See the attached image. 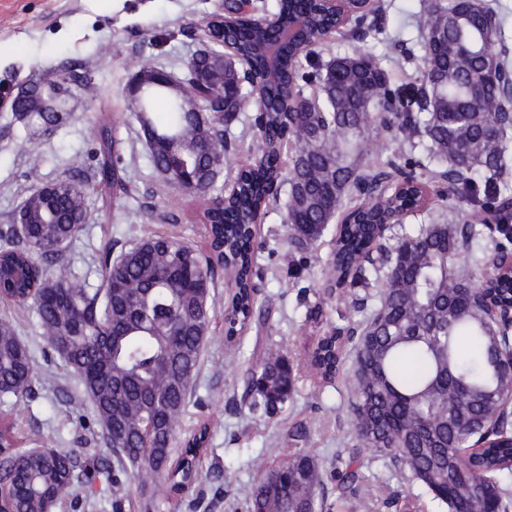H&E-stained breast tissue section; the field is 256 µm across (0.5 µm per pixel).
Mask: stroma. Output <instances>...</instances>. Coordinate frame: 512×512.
Masks as SVG:
<instances>
[{"mask_svg":"<svg viewBox=\"0 0 512 512\" xmlns=\"http://www.w3.org/2000/svg\"><path fill=\"white\" fill-rule=\"evenodd\" d=\"M430 0H381L378 25L383 33L368 45L392 82L415 80L422 53L421 38L409 14ZM224 0H0V233L13 231L14 216L26 198L31 170L42 182L69 176L75 157L94 167L95 136L104 125H118L122 138V174L127 192L115 193L110 204L88 195L90 219L67 247L62 266L88 269L95 249L129 248L149 229L174 234L189 244H205L199 222L200 200L164 187L153 169L143 132L127 105V88L137 61L182 76L187 61L206 46L204 28L210 15L223 11ZM69 72L91 80L95 93L73 85L61 118L52 130L37 131L16 119L17 95L31 81ZM38 135L41 147L30 156L22 146ZM284 211L269 207L257 237L263 271L260 299L270 313L268 328L252 326L227 349L224 333L226 284L212 293V338L203 347L191 398L179 421L183 440L201 427L209 429L208 450L200 477L178 498L156 502L154 512H245L246 499L265 468L303 450L330 465L352 441L348 376L352 355H345L333 382H318L307 354L319 338L346 321L360 318L350 300L323 297V266L331 245L300 258L290 255L283 229ZM318 311L311 319L310 311ZM0 314L14 323L30 350L36 378L32 392L12 416L25 439L51 442L77 457L78 480L60 512H140V482L123 476L118 488L104 481L112 471V450L105 445L91 404L73 413L69 401L81 397L77 379L40 335L30 306L4 305ZM281 346L296 370L295 387L283 412L267 418L243 401L244 382L225 370L228 354L248 364L270 346ZM307 436L293 437L297 424ZM378 488L376 497L344 502L338 512H443L418 485L375 465L365 472ZM397 506H388L391 495Z\"/></svg>","mask_w":512,"mask_h":512,"instance_id":"stroma-1","label":"stroma"}]
</instances>
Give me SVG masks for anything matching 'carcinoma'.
<instances>
[{
  "label": "carcinoma",
  "instance_id": "obj_1",
  "mask_svg": "<svg viewBox=\"0 0 512 512\" xmlns=\"http://www.w3.org/2000/svg\"><path fill=\"white\" fill-rule=\"evenodd\" d=\"M283 24L299 18L308 37L331 24L313 4L299 16L295 0H275ZM425 53L418 83L394 87L356 36L351 53L332 67L303 72L304 51L288 47L275 66L258 49L269 37L255 23L239 34L237 50L253 61L243 91L234 76L214 65L219 50L199 57L203 79L187 77L179 96L204 89L241 99L263 98L269 111L252 119L250 153L255 168L234 176L224 203L206 211L207 252L173 235H144L112 256L96 259L100 284L72 269L50 273L87 218L93 192L107 201L123 188L118 170L121 138L115 128L98 133L95 180L74 174L42 190L37 172L23 203L28 223L20 236L0 242V283L5 293L26 291L41 335L70 369L93 405L116 465L149 485V501L185 490L195 475L207 429L172 458L176 425L187 405L211 325V295L219 272L230 267L234 293L224 313L226 339L242 335L265 311L257 302L260 267L257 220L286 185V238L303 253L318 246L336 224L325 262L323 294L345 295L349 281L385 269L376 304L356 325L336 327L321 340L309 365L323 380L340 370L346 347L355 354L349 377L354 444L336 455L330 471L300 450L264 470L247 499V512H323L317 491L336 480V491L369 498L376 487L363 475L380 462L444 503L448 512H512V279L473 281V243L495 220L512 244V125L502 122L497 81L512 36L481 0H437L413 15ZM483 78L473 100L470 82ZM313 100L288 111L290 88ZM169 98L160 121L147 109ZM396 112H384L387 105ZM140 123L150 159L163 183L188 194L185 180L202 181L196 194L217 190L215 163L230 166L228 138L239 116L224 118L222 135L212 119L178 110L162 85L148 91ZM444 182L448 200L464 198L461 224H420L404 232L380 259L373 249L391 229L374 195L403 208L409 196ZM244 401L272 415L290 399L293 365L269 348L241 371ZM34 364L11 321L0 318V396L20 403L32 391ZM11 476L0 494L3 512H49L72 495L74 456L42 448H7L0 458Z\"/></svg>",
  "mask_w": 512,
  "mask_h": 512
}]
</instances>
